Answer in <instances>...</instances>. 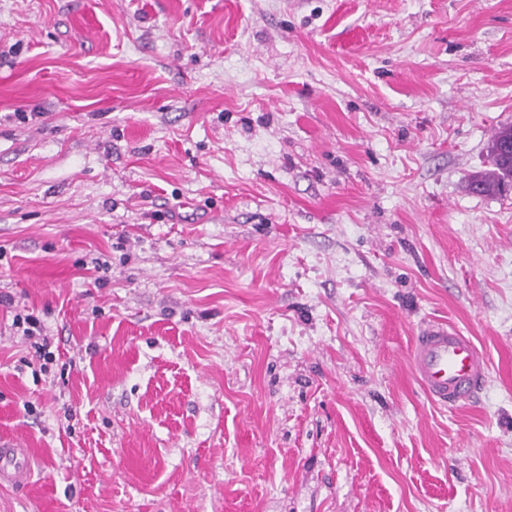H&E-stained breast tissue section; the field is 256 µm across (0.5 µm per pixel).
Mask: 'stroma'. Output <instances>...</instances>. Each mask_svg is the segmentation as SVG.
<instances>
[{
    "mask_svg": "<svg viewBox=\"0 0 512 512\" xmlns=\"http://www.w3.org/2000/svg\"><path fill=\"white\" fill-rule=\"evenodd\" d=\"M507 124L512 0H0V512H512ZM490 168L474 176L469 188L479 194H503L512 189V125L497 129L491 140ZM411 362L428 397L448 408L472 399L488 375L486 359L472 337L444 324L421 330ZM31 471V458L17 440L0 441V485L25 483Z\"/></svg>",
    "mask_w": 512,
    "mask_h": 512,
    "instance_id": "stroma-1",
    "label": "stroma"
}]
</instances>
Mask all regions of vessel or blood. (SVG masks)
Returning a JSON list of instances; mask_svg holds the SVG:
<instances>
[{
    "label": "vessel or blood",
    "instance_id": "obj_1",
    "mask_svg": "<svg viewBox=\"0 0 512 512\" xmlns=\"http://www.w3.org/2000/svg\"><path fill=\"white\" fill-rule=\"evenodd\" d=\"M414 373L434 402L453 408L472 399L485 384L488 368L471 336L444 324L425 326L411 352ZM31 458L17 440L0 441V485L24 483Z\"/></svg>",
    "mask_w": 512,
    "mask_h": 512
}]
</instances>
